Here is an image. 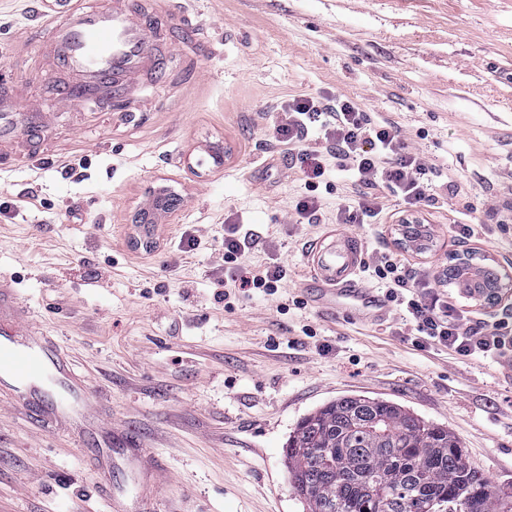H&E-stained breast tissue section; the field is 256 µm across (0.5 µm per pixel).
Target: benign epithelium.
Instances as JSON below:
<instances>
[{"instance_id":"benign-epithelium-1","label":"benign epithelium","mask_w":512,"mask_h":512,"mask_svg":"<svg viewBox=\"0 0 512 512\" xmlns=\"http://www.w3.org/2000/svg\"><path fill=\"white\" fill-rule=\"evenodd\" d=\"M467 276L481 278L470 299L483 308L495 307L512 296V267L485 251L465 246L453 254L448 269L442 271L444 282H459Z\"/></svg>"}]
</instances>
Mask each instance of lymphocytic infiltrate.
Segmentation results:
<instances>
[{
  "label": "lymphocytic infiltrate",
  "instance_id": "1",
  "mask_svg": "<svg viewBox=\"0 0 512 512\" xmlns=\"http://www.w3.org/2000/svg\"><path fill=\"white\" fill-rule=\"evenodd\" d=\"M275 140L297 148L305 191L298 196L294 211L299 219L315 223L322 200L315 191L328 165L349 172L353 194L336 209L340 224H382L388 218L383 191L417 206L426 198L421 181L427 165L423 157L408 149L395 122L378 119L357 103L339 97L295 95L281 103ZM369 276L384 281L386 299L404 309L412 324L417 346L434 342L465 359L497 362L512 352V322L500 318L494 323L471 322L454 306L435 296L420 293L418 284L403 263L378 252L364 262ZM287 269L276 257H268L258 268L237 277H225V287L238 285L274 294Z\"/></svg>",
  "mask_w": 512,
  "mask_h": 512
}]
</instances>
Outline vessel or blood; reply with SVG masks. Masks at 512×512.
I'll return each instance as SVG.
<instances>
[{"label":"vessel or blood","instance_id":"b4317fda","mask_svg":"<svg viewBox=\"0 0 512 512\" xmlns=\"http://www.w3.org/2000/svg\"><path fill=\"white\" fill-rule=\"evenodd\" d=\"M157 23L152 16L129 15L121 0H114L107 9L71 12L51 34L60 67L80 75L77 86L58 87L61 104L107 90L119 98L142 76L161 77L163 63L149 37ZM17 113V105L0 101L1 140L14 136L19 127ZM361 254L360 242L348 235L329 247L313 249L314 300L350 319L378 322L385 319L387 309L358 276ZM0 390L11 395L15 406L31 411L48 425L78 430L94 412V389L63 351L32 324L29 310L5 281H0ZM147 455L144 448L102 447L97 465L107 472L118 469L136 474ZM111 496L115 512H155L152 482L131 488L115 485Z\"/></svg>","mask_w":512,"mask_h":512}]
</instances>
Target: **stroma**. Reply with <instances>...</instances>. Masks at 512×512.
Segmentation results:
<instances>
[{
    "label": "stroma",
    "mask_w": 512,
    "mask_h": 512,
    "mask_svg": "<svg viewBox=\"0 0 512 512\" xmlns=\"http://www.w3.org/2000/svg\"><path fill=\"white\" fill-rule=\"evenodd\" d=\"M166 25L152 44L161 80L129 105L108 98L59 110L69 81L46 47L64 8L109 0H0V93L49 125L25 151L0 145V280L96 390L97 424L151 449L163 467L160 512H303L283 446L298 420L343 394L388 398L447 425L470 461L512 485V362L465 360L398 336L399 316L358 322L319 311L309 252L336 231L386 251L468 319L493 320L440 281L459 224L501 216L471 246L512 261V0H124ZM344 96L397 122L428 168L436 202L414 208L426 252L401 243L394 215L339 225L348 174L316 190L313 224L292 219L304 182L273 138L289 96ZM461 187L448 197L444 184ZM152 211L151 247L135 224ZM489 223V222H488ZM260 244L224 261V227ZM200 242L179 250L182 233ZM275 246L288 276L272 295L225 289ZM103 476L73 432L44 427L0 397V512H114Z\"/></svg>",
    "instance_id": "stroma-1"
}]
</instances>
